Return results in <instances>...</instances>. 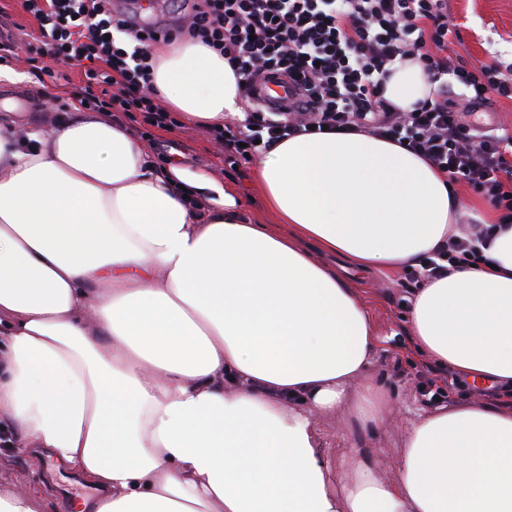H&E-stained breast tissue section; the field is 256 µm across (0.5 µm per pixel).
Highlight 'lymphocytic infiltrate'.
I'll return each instance as SVG.
<instances>
[{
    "label": "lymphocytic infiltrate",
    "mask_w": 512,
    "mask_h": 512,
    "mask_svg": "<svg viewBox=\"0 0 512 512\" xmlns=\"http://www.w3.org/2000/svg\"><path fill=\"white\" fill-rule=\"evenodd\" d=\"M449 0H184L159 33L139 27L112 0H21L46 38L43 57L83 74L88 110L116 118L141 115L158 129L180 127L155 92L153 48L187 35L224 56L236 78L243 118L210 133L226 157L244 159L296 136L368 133L398 142L450 182L480 191L512 223V133L483 129L475 108L512 100V64L461 65L452 56L460 31ZM419 61L428 96L402 109L384 96L398 63ZM287 79V110L270 112L257 95L262 77ZM489 229L459 225L432 257L400 277L403 303L430 277L484 259Z\"/></svg>",
    "instance_id": "lymphocytic-infiltrate-1"
}]
</instances>
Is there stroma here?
I'll list each match as a JSON object with an SVG mask.
<instances>
[{"mask_svg":"<svg viewBox=\"0 0 512 512\" xmlns=\"http://www.w3.org/2000/svg\"><path fill=\"white\" fill-rule=\"evenodd\" d=\"M451 12L462 35L461 43L455 48L459 61L467 66L512 62V0H452ZM14 37L19 38L25 48L39 46L42 41L38 24L23 11L21 0H0V38ZM8 67L23 74L24 79L18 83L0 81V103H14L16 125L20 128L30 124L52 125L54 117L68 111L80 86L77 71L64 63L53 65L54 70L60 72V79L43 83L34 77L31 64L25 60H10ZM144 143L150 147L158 164L172 159L186 170L207 173L216 184L235 187L243 200V214L248 221L272 223L273 218L254 182L251 164L231 165L203 124L190 122L186 127L170 131L155 129ZM398 277L395 271L375 274L362 284L359 292L375 325L386 333L396 329L406 313ZM399 365L411 372L418 368L419 361L397 338L380 352L372 374L390 400L379 425L354 427L342 414L321 418L320 426L337 472L348 469L355 449L360 448L372 452L384 474H393L404 433L411 421L409 409L422 402L413 381L396 373ZM41 480L52 488L45 500L46 512H65V500L69 497L92 500L98 496L97 490L84 485L75 474L58 469L48 456L21 455L9 441H0L1 486L28 488Z\"/></svg>","mask_w":512,"mask_h":512,"instance_id":"1","label":"stroma"}]
</instances>
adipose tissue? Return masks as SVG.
Listing matches in <instances>:
<instances>
[{"label":"adipose tissue","mask_w":512,"mask_h":512,"mask_svg":"<svg viewBox=\"0 0 512 512\" xmlns=\"http://www.w3.org/2000/svg\"><path fill=\"white\" fill-rule=\"evenodd\" d=\"M152 81L190 118L242 112L196 40L157 54ZM428 91L413 60L384 84L405 109ZM253 173L275 224L104 115L20 132L0 113V430L99 489L75 512H512V409L414 411L391 477L360 455L336 479L317 423L382 421L371 375L390 337L311 248L414 265L486 210L366 133L290 138ZM484 254L424 280L405 331L434 366L512 390V226Z\"/></svg>","instance_id":"obj_1"}]
</instances>
